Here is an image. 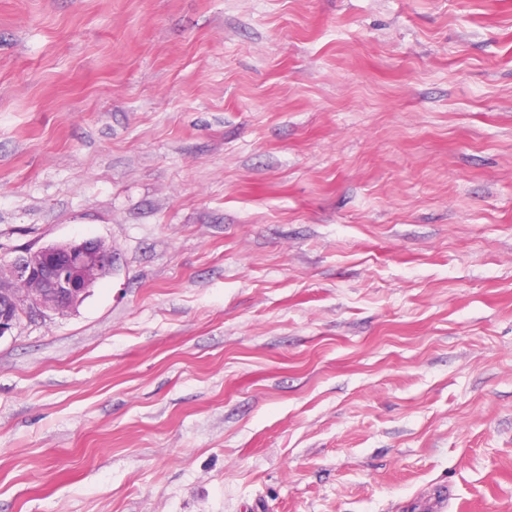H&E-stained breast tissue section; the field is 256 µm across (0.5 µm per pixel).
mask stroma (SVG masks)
Wrapping results in <instances>:
<instances>
[{
  "label": "stroma",
  "instance_id": "35a3bbf8",
  "mask_svg": "<svg viewBox=\"0 0 512 512\" xmlns=\"http://www.w3.org/2000/svg\"><path fill=\"white\" fill-rule=\"evenodd\" d=\"M0 512H512V0H0ZM113 264L112 247L96 239L30 248L8 263L1 260L0 337L24 315L76 306Z\"/></svg>",
  "mask_w": 512,
  "mask_h": 512
}]
</instances>
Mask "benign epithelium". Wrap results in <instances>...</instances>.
Returning a JSON list of instances; mask_svg holds the SVG:
<instances>
[{
    "mask_svg": "<svg viewBox=\"0 0 512 512\" xmlns=\"http://www.w3.org/2000/svg\"><path fill=\"white\" fill-rule=\"evenodd\" d=\"M112 247L96 239L72 240L28 249L0 262V338L21 317L76 306L112 270Z\"/></svg>",
    "mask_w": 512,
    "mask_h": 512,
    "instance_id": "7a95c632",
    "label": "benign epithelium"
}]
</instances>
